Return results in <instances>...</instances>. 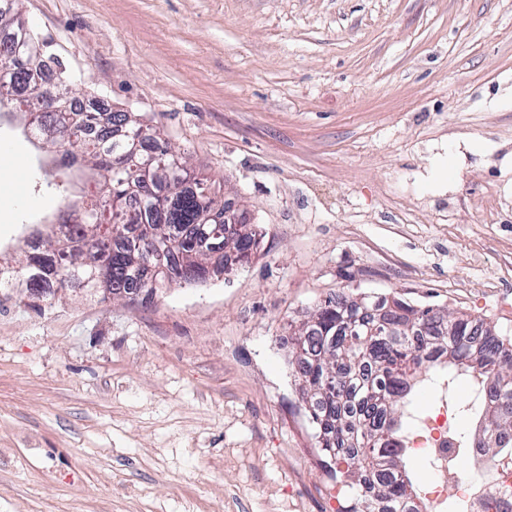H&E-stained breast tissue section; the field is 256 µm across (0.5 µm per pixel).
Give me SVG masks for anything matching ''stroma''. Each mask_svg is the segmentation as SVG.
<instances>
[{
  "label": "stroma",
  "instance_id": "1",
  "mask_svg": "<svg viewBox=\"0 0 512 512\" xmlns=\"http://www.w3.org/2000/svg\"><path fill=\"white\" fill-rule=\"evenodd\" d=\"M81 98L160 129L251 264L153 303L0 290V512H342L289 362L326 298L512 336V0H21ZM0 119V257L64 213ZM219 212L224 214V221L220 223L223 229L227 224L229 233L238 239L236 250L238 253L243 254V259L240 260V263L247 262L251 259L252 255L254 256L258 252L261 243V235L258 233L257 229L253 227L255 225H250L252 222H250L247 217V212L241 210L239 206L236 208L232 205L231 208H228L224 204V208L220 209ZM248 225L250 227H247ZM258 236H260V238ZM213 247H221L224 252L229 254L236 252L234 248V238L229 237L225 232L223 240L210 242L208 249L203 248L208 258L213 255L211 251Z\"/></svg>",
  "mask_w": 512,
  "mask_h": 512
}]
</instances>
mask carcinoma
<instances>
[{"mask_svg":"<svg viewBox=\"0 0 512 512\" xmlns=\"http://www.w3.org/2000/svg\"><path fill=\"white\" fill-rule=\"evenodd\" d=\"M10 42L17 68L13 82L36 94L35 72L42 42L23 22H0V38ZM70 123L49 112L31 132L49 153L59 156L46 186L61 190L65 171L79 164L103 179L102 195L81 204L82 224L111 227L114 246L101 253L81 252L66 261L58 251L54 227L37 230L44 256L31 268V288L77 285L96 291L130 292L144 287L147 265L155 266V287L204 283V275L176 279L173 271L193 265L202 245L198 215L211 208L207 187L188 177L168 142L137 116L124 113L126 135L112 141L85 137L82 118ZM243 261L259 250L257 229L229 224ZM338 298L316 306L312 320L290 337L291 362L299 375L302 399L321 452L334 464L333 477L354 495L345 512H429L406 468L412 454L409 427L424 414L413 406L426 387L469 382L476 398L455 406L457 416L481 421L476 444L488 462L512 458V338L496 335L485 323L459 312L421 309L400 297H363L362 306L344 311ZM358 329L338 336L344 319Z\"/></svg>","mask_w":512,"mask_h":512,"instance_id":"obj_1","label":"carcinoma"}]
</instances>
